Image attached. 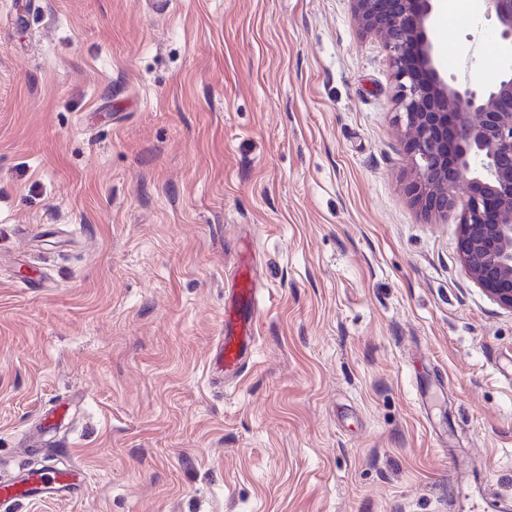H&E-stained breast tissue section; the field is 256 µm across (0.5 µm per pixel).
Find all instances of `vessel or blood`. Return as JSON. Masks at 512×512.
<instances>
[{
    "mask_svg": "<svg viewBox=\"0 0 512 512\" xmlns=\"http://www.w3.org/2000/svg\"><path fill=\"white\" fill-rule=\"evenodd\" d=\"M255 288L252 267L242 262L233 277L231 299L224 306V330L214 360L224 373L240 372L251 346L257 322L254 314ZM84 478L77 468L61 469L53 459H45L37 468L26 469L19 477L0 481V506L13 502L51 499L64 493L77 494Z\"/></svg>",
    "mask_w": 512,
    "mask_h": 512,
    "instance_id": "vessel-or-blood-1",
    "label": "vessel or blood"
}]
</instances>
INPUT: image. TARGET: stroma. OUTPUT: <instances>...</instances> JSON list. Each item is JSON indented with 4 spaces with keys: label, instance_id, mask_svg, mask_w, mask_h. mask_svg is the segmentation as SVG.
Returning a JSON list of instances; mask_svg holds the SVG:
<instances>
[{
    "label": "stroma",
    "instance_id": "35a3bbf8",
    "mask_svg": "<svg viewBox=\"0 0 512 512\" xmlns=\"http://www.w3.org/2000/svg\"><path fill=\"white\" fill-rule=\"evenodd\" d=\"M150 2L0 0V480L84 475L19 512L512 506V312L408 192L381 37L352 0ZM430 37L492 79L493 20ZM254 298L252 267L244 260L234 274L231 299L224 303V330L214 353L215 365L224 374L240 372L244 367L246 353L257 330Z\"/></svg>",
    "mask_w": 512,
    "mask_h": 512
}]
</instances>
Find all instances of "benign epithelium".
<instances>
[{"mask_svg": "<svg viewBox=\"0 0 512 512\" xmlns=\"http://www.w3.org/2000/svg\"><path fill=\"white\" fill-rule=\"evenodd\" d=\"M360 28L384 39L396 82L412 181L426 214H446L456 188L470 195L458 250L471 279L512 312V0H481L503 56L494 79L473 86L443 70L429 30L437 0H352Z\"/></svg>", "mask_w": 512, "mask_h": 512, "instance_id": "1", "label": "benign epithelium"}]
</instances>
